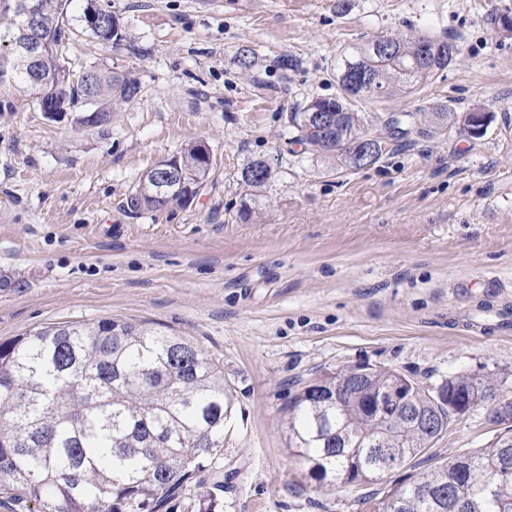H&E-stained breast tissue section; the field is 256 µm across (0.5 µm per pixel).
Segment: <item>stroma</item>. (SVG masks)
<instances>
[{"label": "stroma", "instance_id": "obj_1", "mask_svg": "<svg viewBox=\"0 0 512 512\" xmlns=\"http://www.w3.org/2000/svg\"><path fill=\"white\" fill-rule=\"evenodd\" d=\"M119 47L77 30L75 66L125 72L141 93L109 122H55L0 89V343L52 323L114 318L197 340L233 393L224 445L165 512H365L358 489L317 491L288 451L284 410L304 385L356 364L424 388L492 379L512 398V333L466 323L512 310V39L489 14L512 0H99ZM423 29L460 53L428 85L358 102L377 125L434 100L493 113L484 137L410 133L349 169L305 152L289 116L339 93L341 51ZM251 48L252 69L237 59ZM191 142L212 169L188 205L128 211L139 177ZM275 177L245 196L240 172ZM491 275L500 290L478 287ZM506 424L478 406L423 458L490 446ZM241 177L242 183L255 192L249 193V195L259 196L260 194L257 193L263 192L269 186L273 172L264 162L252 161L243 168Z\"/></svg>", "mask_w": 512, "mask_h": 512}]
</instances>
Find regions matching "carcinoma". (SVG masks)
Segmentation results:
<instances>
[{
    "label": "carcinoma",
    "mask_w": 512,
    "mask_h": 512,
    "mask_svg": "<svg viewBox=\"0 0 512 512\" xmlns=\"http://www.w3.org/2000/svg\"><path fill=\"white\" fill-rule=\"evenodd\" d=\"M16 2L0 0V16L13 17L12 27L0 32V86L22 85L56 113L95 125L87 119L84 81L60 51L74 34L68 16L73 0H38L40 25L53 47L37 63L36 83L29 79L30 66L15 59V44L22 39ZM490 23L512 37V14L496 13ZM382 41L388 45L382 53H374L369 39L340 54L338 96L312 98L290 113L298 141L312 153L357 169L355 155L365 140L380 159L391 139L377 137L372 121L355 111L352 101L411 93L447 68L459 51L455 42L428 31ZM88 71L95 75L96 107L106 115L141 92L124 72L94 66ZM320 112L332 115L329 126L314 119ZM477 113L491 121L480 105L462 114L440 100L428 107L433 129L458 126L474 139L481 138L472 133ZM163 167L172 179L168 203L177 205L188 204V195L211 171L196 142ZM241 177L260 193L273 172L252 161ZM157 190L150 169L130 192L129 208L155 209ZM400 378L382 367L358 376L348 366L314 380L312 393L300 392L289 402L288 449L303 466L302 478L317 490L365 487L437 438L409 416L380 424L367 411V399ZM412 387L415 407L437 404L449 423L460 393L473 388L489 393L492 383L456 376L437 393ZM338 392L346 396L341 407ZM230 414V389L219 361L181 335L108 318L34 328L0 343V490L21 491L37 512H163L218 451ZM458 461L459 467L442 463L387 490L365 492L360 500L367 512H448L450 501L462 512H512V433Z\"/></svg>",
    "instance_id": "cac0c4a2"
}]
</instances>
